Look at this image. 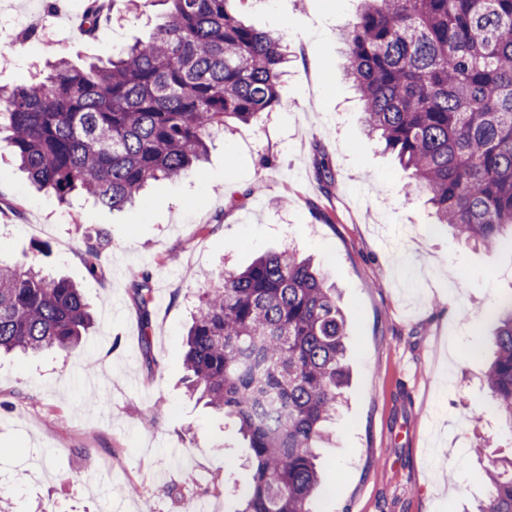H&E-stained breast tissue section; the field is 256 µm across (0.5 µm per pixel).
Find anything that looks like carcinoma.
I'll return each mask as SVG.
<instances>
[{
  "mask_svg": "<svg viewBox=\"0 0 512 512\" xmlns=\"http://www.w3.org/2000/svg\"><path fill=\"white\" fill-rule=\"evenodd\" d=\"M156 3L146 41L78 67L64 57L41 84L0 90V134L40 191L111 209L204 160L227 121L285 106L286 45L245 25L232 0ZM342 39L367 132L411 172L433 223L487 249L512 244V0H362ZM108 241L87 236L85 271L103 272ZM151 275L133 282L150 348ZM76 282L0 263V351L76 346L92 326ZM336 289L290 249L229 269L204 293L188 331V391L234 419L251 482L236 512H312L318 448L348 384ZM488 409L512 433V299L495 320ZM478 512H512V458L487 466Z\"/></svg>",
  "mask_w": 512,
  "mask_h": 512,
  "instance_id": "carcinoma-1",
  "label": "carcinoma"
}]
</instances>
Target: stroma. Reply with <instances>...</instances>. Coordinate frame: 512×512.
Wrapping results in <instances>:
<instances>
[{
	"label": "stroma",
	"instance_id": "35a3bbf8",
	"mask_svg": "<svg viewBox=\"0 0 512 512\" xmlns=\"http://www.w3.org/2000/svg\"><path fill=\"white\" fill-rule=\"evenodd\" d=\"M85 0H0V26L50 27L0 46V87L37 82L48 61L107 59L163 21L125 0L96 35ZM361 0H250L247 24L288 44L284 107L226 129L186 177L154 182L120 211L59 204L32 189L0 142V258L77 281L95 325L75 347L0 355V512H184L194 490L235 512L250 483L235 420L190 397L186 332L201 289L227 267L287 246L313 256L347 321L350 385L318 467L314 512H464L512 435L487 410L493 314L512 298V246L431 229L409 175L367 136L338 33ZM329 164L333 179L318 167ZM333 215L325 223L318 211ZM106 231L104 273L83 238ZM159 300L142 331L131 276ZM149 342H142V334ZM190 463L172 468L170 446Z\"/></svg>",
	"mask_w": 512,
	"mask_h": 512
}]
</instances>
